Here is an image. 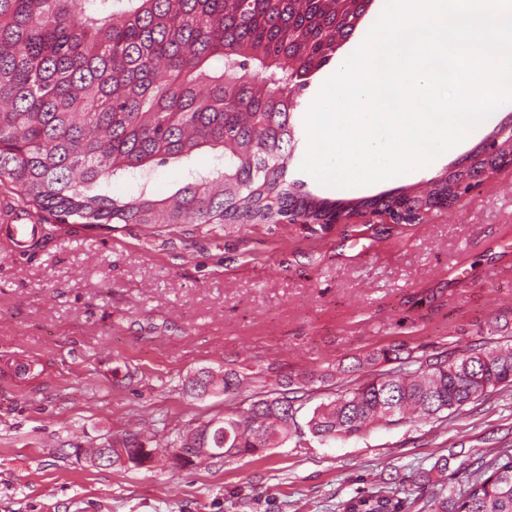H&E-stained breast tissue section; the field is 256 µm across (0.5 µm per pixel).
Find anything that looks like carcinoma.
I'll return each mask as SVG.
<instances>
[{
    "label": "carcinoma",
    "mask_w": 512,
    "mask_h": 512,
    "mask_svg": "<svg viewBox=\"0 0 512 512\" xmlns=\"http://www.w3.org/2000/svg\"><path fill=\"white\" fill-rule=\"evenodd\" d=\"M364 0H0V184L56 224H283L320 229L336 221L338 201L286 179L300 94L336 56ZM209 148L224 168L156 199L146 186L127 199L111 180L145 178L153 167L189 161ZM506 157L477 148L472 163L442 178L439 191L362 197L346 214L429 211L456 201L452 185L496 169ZM398 366L381 370L383 363ZM354 386L320 403L306 422L320 438L370 424L424 421L512 386V348L477 342L467 349L415 354L382 348L356 360ZM193 396L242 380L233 370L198 371ZM303 388L255 394L249 408L162 442L128 431L112 440L136 467L144 449L204 448L206 457L254 454L297 433ZM448 450L422 475L430 489L420 512H512V448L449 471ZM464 479L454 481L458 473ZM395 483L363 491L342 512H409Z\"/></svg>",
    "instance_id": "obj_1"
}]
</instances>
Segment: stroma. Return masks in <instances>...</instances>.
I'll list each match as a JSON object with an SVG mask.
<instances>
[{
	"label": "stroma",
	"instance_id": "1",
	"mask_svg": "<svg viewBox=\"0 0 512 512\" xmlns=\"http://www.w3.org/2000/svg\"><path fill=\"white\" fill-rule=\"evenodd\" d=\"M288 181L332 200L424 187L476 148L469 141L409 179L339 191L302 172L305 120ZM155 167L158 198L190 170ZM512 346V167L480 177L454 207L413 224H228L157 232L49 224L22 252L0 236V512H341L360 491L414 476L449 449L512 446V388L425 422L356 436L310 432L261 454L180 466L92 467L76 447L144 428L168 435L246 409L252 395L307 379L303 409L352 381L356 358L404 346ZM346 366L337 374V366ZM235 370L234 401L189 397L197 370Z\"/></svg>",
	"mask_w": 512,
	"mask_h": 512
}]
</instances>
